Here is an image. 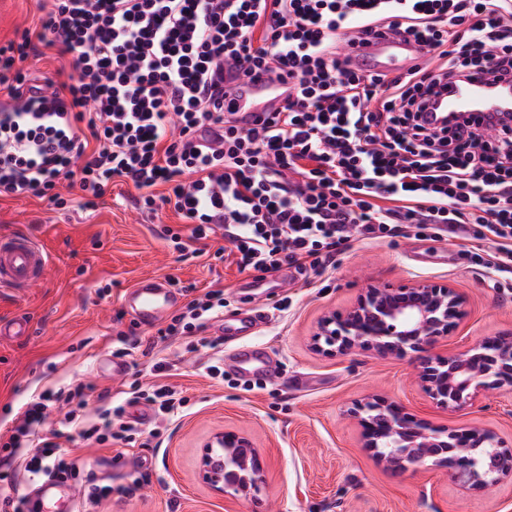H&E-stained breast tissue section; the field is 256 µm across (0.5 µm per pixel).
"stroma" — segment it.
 <instances>
[{"label": "stroma", "instance_id": "1", "mask_svg": "<svg viewBox=\"0 0 512 512\" xmlns=\"http://www.w3.org/2000/svg\"><path fill=\"white\" fill-rule=\"evenodd\" d=\"M49 8L48 0H0V45L30 31L37 41L29 67L57 82L71 74V57L38 38ZM138 207V191L126 185L113 186L96 206L69 211L37 197H0V234L31 232L48 255L41 283L22 292L0 290V320L24 317L31 324L30 335L0 341V457L21 408L39 393L81 383L93 408L99 395L153 380L149 356L129 361L117 380L101 364L111 359L119 332L133 328L150 336V329L134 328L122 295L139 277L160 275L199 294L222 286L226 311H263L252 341L280 376L247 383L228 369L223 379L211 378L207 344L218 335L212 325L199 334L198 351L166 345L164 356L178 367L171 382L191 408L170 424L161 447H103L69 432L58 440V456L112 486L98 512H512V480L474 491L442 468L392 471L363 448L361 428L346 414L353 402L378 395L431 426L489 428L512 442V387L489 390L450 412L422 392L412 358L329 357L311 344L320 318L349 309L368 285L429 281L452 284L465 299V318L435 346L443 355L461 353L512 332V277L492 279L471 267L455 241L397 236L358 242L337 256L334 271L309 284L282 268L287 286L271 292L254 288L259 273L240 270L234 255L215 258L224 238L175 250L163 229L179 224L178 215L167 207L154 214ZM286 295L290 309L275 312ZM224 430L244 433L260 454L263 484L255 496L217 493L199 474L202 444ZM123 457L138 462L145 481L138 495L121 491L129 471L112 463Z\"/></svg>", "mask_w": 512, "mask_h": 512}]
</instances>
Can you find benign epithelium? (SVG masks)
<instances>
[{"instance_id": "benign-epithelium-1", "label": "benign epithelium", "mask_w": 512, "mask_h": 512, "mask_svg": "<svg viewBox=\"0 0 512 512\" xmlns=\"http://www.w3.org/2000/svg\"><path fill=\"white\" fill-rule=\"evenodd\" d=\"M464 300L449 283L410 286L371 285L345 312H328L319 321L312 346L328 356L356 352L403 359L419 355L418 378L436 406L456 411L482 392L512 386V336L487 337L456 356L430 354L438 338L464 318ZM362 427L363 447L394 471L420 466L443 467L453 481L472 490L512 480V467L489 470L484 455L471 447L492 449L503 457L512 447L484 429L474 437L468 428L427 429L405 409L382 397L368 396L347 409ZM456 451L453 463L447 449ZM203 479L218 493L247 495L262 480L259 453L245 435L224 431L204 445L199 460Z\"/></svg>"}]
</instances>
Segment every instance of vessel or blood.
<instances>
[{
    "label": "vessel or blood",
    "mask_w": 512,
    "mask_h": 512,
    "mask_svg": "<svg viewBox=\"0 0 512 512\" xmlns=\"http://www.w3.org/2000/svg\"><path fill=\"white\" fill-rule=\"evenodd\" d=\"M356 68L377 72L402 70L410 65L412 58L420 52L416 41L409 36L386 34L368 37L365 42L349 49ZM226 80L236 84L237 90L231 98V106L245 120L254 125L257 119L266 117L287 94V86L281 81L271 80L267 74L256 71L240 77L233 70H226ZM486 74L476 73L462 84H451L444 93V109L448 112H468L488 118L491 110L500 102L512 103V77L500 80V89L495 97L485 95ZM48 259L37 239L31 233H12L0 236V288H25L37 282L43 275ZM178 292L169 280L157 275L139 278L128 288L122 302L137 325L155 327L164 322L175 304ZM264 320L261 312L253 310L234 318H221L219 331L225 342L237 343L234 353V368L243 377L274 378L275 368L266 360L262 348L247 345ZM38 498L46 504L61 500L74 501L69 482L46 479L35 487Z\"/></svg>",
    "instance_id": "1"
}]
</instances>
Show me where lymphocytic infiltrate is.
I'll list each match as a JSON object with an SVG mask.
<instances>
[{"label":"lymphocytic infiltrate","mask_w":512,"mask_h":512,"mask_svg":"<svg viewBox=\"0 0 512 512\" xmlns=\"http://www.w3.org/2000/svg\"><path fill=\"white\" fill-rule=\"evenodd\" d=\"M41 29L73 72L56 84L19 69L28 34L0 46V197L64 209L59 184L90 202L118 180L182 217L164 229L175 249L220 233L240 269L263 274L321 276L357 240L397 235L463 241L469 263L512 274V127L428 116L431 97L470 70L512 74V0H52ZM378 29L414 37L422 60L391 77L355 70L349 46ZM228 66L288 76L263 125L226 109ZM213 126L217 145L199 138ZM161 184L168 193L155 196ZM223 307L220 288L191 297L150 339L121 336L114 354L176 340L195 351ZM131 395L152 408L155 440L188 404L160 382ZM84 396L71 384L24 411L10 438L30 451L18 468L78 480L53 456L58 434L44 421L56 407L99 445L145 434L105 397L87 420Z\"/></svg>","instance_id":"obj_1"}]
</instances>
